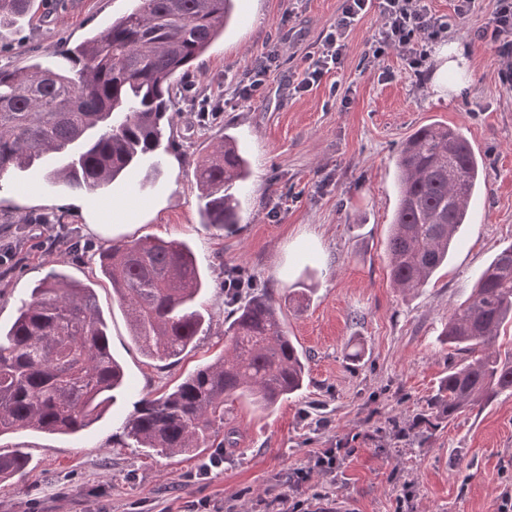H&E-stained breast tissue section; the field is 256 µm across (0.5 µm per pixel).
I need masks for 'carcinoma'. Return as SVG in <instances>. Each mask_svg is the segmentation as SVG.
I'll use <instances>...</instances> for the list:
<instances>
[{"mask_svg":"<svg viewBox=\"0 0 512 512\" xmlns=\"http://www.w3.org/2000/svg\"><path fill=\"white\" fill-rule=\"evenodd\" d=\"M136 6L69 50L62 63L0 68V178L39 165L44 185L70 192L106 188L130 171L143 190L160 175L157 152L172 126L173 92L224 34L233 0H135ZM32 0H0V25L29 13ZM399 200L387 259L393 286L416 291L448 263L468 223L483 163L456 128L416 129L396 155ZM250 176L226 134L196 163L201 223H240L235 186ZM102 276L150 359L174 360L196 346L206 323V288L190 246L144 237L97 252ZM512 323V243L478 277L468 300L448 314L441 341L466 355L430 400L452 420L512 395V351L496 349ZM225 349L172 391L145 396L124 419L133 448L169 455L221 448L224 405L247 399L260 410L300 394L303 353L280 318V304L255 289L225 321ZM124 383L93 289L55 272L0 329V437L21 430L78 434L106 410ZM26 453L0 452V483L29 469Z\"/></svg>","mask_w":512,"mask_h":512,"instance_id":"1","label":"carcinoma"}]
</instances>
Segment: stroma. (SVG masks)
I'll return each instance as SVG.
<instances>
[{
	"label": "stroma",
	"mask_w": 512,
	"mask_h": 512,
	"mask_svg": "<svg viewBox=\"0 0 512 512\" xmlns=\"http://www.w3.org/2000/svg\"><path fill=\"white\" fill-rule=\"evenodd\" d=\"M342 0H236L223 40L184 79L153 186L133 195L138 172L96 191L125 210L103 233L96 208L75 207V195L43 188V170L9 173L0 185V252L21 261L0 279V328L9 329L21 300L50 270L93 288L108 324L112 352L125 367L126 388L103 416L75 436L22 431L0 437V450L24 449L33 472L0 485V512H193L202 499L235 512H281L304 491L331 486L338 512H496L512 491V396L450 421L428 403L461 356L440 342L449 312L470 295L498 250L512 243V89L499 80L496 46L476 33L494 0H478L447 40L470 61L464 87L440 97L428 57L411 68L391 51L368 63L378 11L351 30L341 68L299 89L310 55L336 21ZM132 0H35L31 14L0 36V67L51 63L56 56L127 13ZM275 61L260 92L227 98L219 122L205 123L206 99L227 89L260 56ZM390 79H380L381 71ZM461 129L484 162L485 183L471 221L430 282L402 295L393 287L386 244L396 203L395 155L416 128ZM232 135L252 174L238 193L235 232L200 222L195 166ZM61 215L82 245L98 250L144 236L178 238L193 249L208 287L201 298L211 328L194 351L172 363L145 358L129 335L124 310L96 264L77 262L57 229L39 223ZM246 267L258 285L282 299L289 336L308 358L301 396L270 412L236 401L224 415L223 448L168 457L126 448L120 424L136 401L159 396L224 347V272ZM357 452L341 461L335 480L310 472L313 459L337 440ZM222 464L210 468L213 458ZM195 481H185V474Z\"/></svg>",
	"instance_id": "stroma-1"
}]
</instances>
